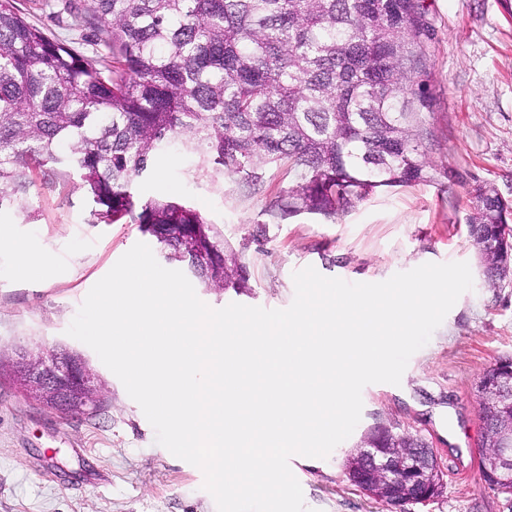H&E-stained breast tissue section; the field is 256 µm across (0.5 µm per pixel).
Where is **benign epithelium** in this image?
Segmentation results:
<instances>
[{"instance_id": "obj_1", "label": "benign epithelium", "mask_w": 512, "mask_h": 512, "mask_svg": "<svg viewBox=\"0 0 512 512\" xmlns=\"http://www.w3.org/2000/svg\"><path fill=\"white\" fill-rule=\"evenodd\" d=\"M18 384L33 400L64 416L90 415L104 398L97 377L75 356L54 351L24 353L16 361ZM483 432L479 442L481 476L488 487L512 490V358H502L475 380ZM361 490L377 498L388 512H406V505L426 503L443 490L438 457L427 442H403L385 426L362 435L348 460Z\"/></svg>"}]
</instances>
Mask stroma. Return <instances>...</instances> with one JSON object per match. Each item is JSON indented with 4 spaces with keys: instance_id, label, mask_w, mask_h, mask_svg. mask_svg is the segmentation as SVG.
Returning <instances> with one entry per match:
<instances>
[{
    "instance_id": "1",
    "label": "stroma",
    "mask_w": 512,
    "mask_h": 512,
    "mask_svg": "<svg viewBox=\"0 0 512 512\" xmlns=\"http://www.w3.org/2000/svg\"><path fill=\"white\" fill-rule=\"evenodd\" d=\"M432 36L422 76L427 105L419 117L429 137L431 181L380 191L347 213L269 223L267 206L288 180L272 170L261 190L225 179L223 191L185 177V156H159L139 182L143 197L192 201L247 266L250 290L192 284L218 309L237 302L266 309L291 305L294 271L314 266L348 282H382L428 262H465V292L427 345L410 358L400 385L362 392L351 436L316 464L290 467L308 512H386L352 485L345 462L361 435L383 425L426 438L438 454L445 488L410 512H512V493L485 487L477 464L482 420L472 395L477 376L512 356V283L483 281L467 234L471 192L493 186L512 202V15L503 0H421ZM33 21L63 42L90 51L91 29L70 30L62 7L34 6ZM35 218L0 213V232L45 264L40 282L25 281L17 251L0 249V512H217L202 471L156 441L154 428L121 381L66 329L92 286L135 243L156 240L136 224H96L71 181L38 185ZM164 261L162 251L154 253ZM53 349L79 355L98 375L99 411L61 418L17 388L8 367L17 352Z\"/></svg>"
}]
</instances>
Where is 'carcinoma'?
<instances>
[{"instance_id": "1", "label": "carcinoma", "mask_w": 512, "mask_h": 512, "mask_svg": "<svg viewBox=\"0 0 512 512\" xmlns=\"http://www.w3.org/2000/svg\"><path fill=\"white\" fill-rule=\"evenodd\" d=\"M89 55L0 0V211L27 210L32 175L73 174L95 224L132 223L210 288H248L246 267L200 211L133 184L177 146L183 174L224 192L284 172L267 214L334 218L383 188L432 179L414 103L429 26L419 0H87ZM474 244L508 239L512 203L473 193Z\"/></svg>"}]
</instances>
